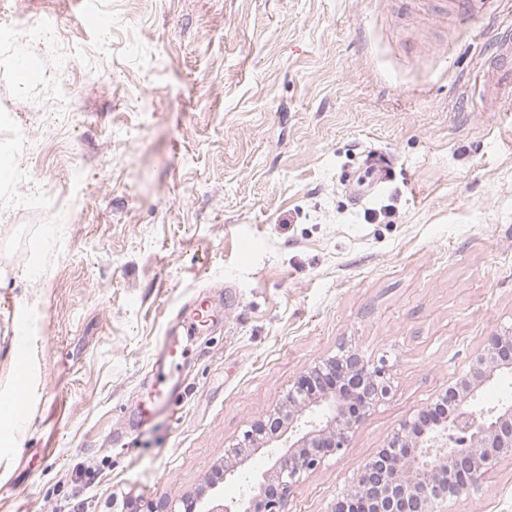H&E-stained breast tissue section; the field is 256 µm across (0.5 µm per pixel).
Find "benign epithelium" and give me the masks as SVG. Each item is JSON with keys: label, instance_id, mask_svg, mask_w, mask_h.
Here are the masks:
<instances>
[{"label": "benign epithelium", "instance_id": "benign-epithelium-1", "mask_svg": "<svg viewBox=\"0 0 512 512\" xmlns=\"http://www.w3.org/2000/svg\"><path fill=\"white\" fill-rule=\"evenodd\" d=\"M351 374L364 379V389L326 384ZM505 375H512L511 328L491 337L481 358L455 383L459 393L446 422L432 421L426 406L389 440L388 447L399 449L389 463L372 458L361 467L341 494L351 501V512H437L439 505L475 490L502 456L512 454V403L490 412L477 404L478 391ZM390 393L386 368L354 351L313 368L289 388L277 431L266 434L259 422L224 449L226 477L241 473L249 457L268 459L267 468L249 478L246 492L226 503L215 483L210 494L181 499L182 510L173 504L167 512H288L304 475L343 452L365 413Z\"/></svg>", "mask_w": 512, "mask_h": 512}]
</instances>
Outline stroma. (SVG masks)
Segmentation results:
<instances>
[{
	"instance_id": "stroma-1",
	"label": "stroma",
	"mask_w": 512,
	"mask_h": 512,
	"mask_svg": "<svg viewBox=\"0 0 512 512\" xmlns=\"http://www.w3.org/2000/svg\"><path fill=\"white\" fill-rule=\"evenodd\" d=\"M16 12L54 36L0 39V409L25 408L0 425V512L207 492L344 348L391 393L288 505L331 512L512 327V99L479 93L512 0H0V30ZM376 152L391 178L352 204ZM227 284L181 405L134 424L170 312ZM447 512H512V455Z\"/></svg>"
}]
</instances>
